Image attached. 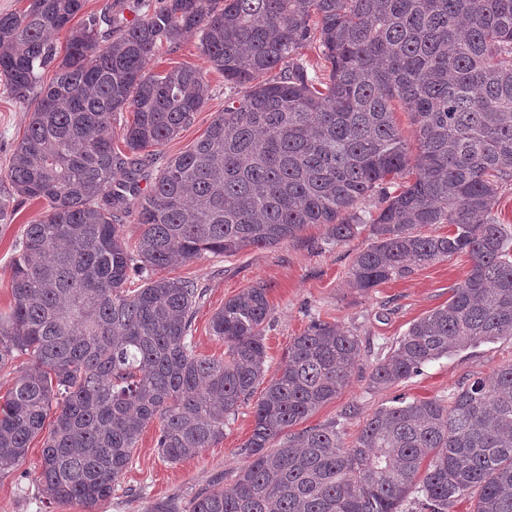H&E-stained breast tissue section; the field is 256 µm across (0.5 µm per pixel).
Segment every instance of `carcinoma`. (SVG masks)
I'll return each mask as SVG.
<instances>
[{
	"label": "carcinoma",
	"mask_w": 512,
	"mask_h": 512,
	"mask_svg": "<svg viewBox=\"0 0 512 512\" xmlns=\"http://www.w3.org/2000/svg\"><path fill=\"white\" fill-rule=\"evenodd\" d=\"M29 0L0 14V85L31 102L6 179L44 204L10 267L0 367L29 356L0 400V477L45 436L34 481L50 503L85 512L112 496L143 429L179 462L224 438L257 385L247 463L192 512H512V362L449 399L393 398L346 441L345 424L304 427L347 385L357 335L315 319L266 376L268 291L257 284L211 320L222 357L189 342L201 290L158 272L204 252L232 255L331 225L346 241L376 194L372 242L349 284L368 293L415 265L466 254L448 304L379 358L382 390L428 363L512 339V232L495 211L512 185V0ZM65 35L60 47L48 37ZM235 92L204 137L171 157L147 191L143 155L189 126L208 85L189 65H147L184 35ZM315 44L329 74L309 71ZM55 69L49 83L44 72ZM276 72L272 79L265 78ZM410 113L417 151L394 120ZM129 112L125 150L112 120ZM138 214L135 243L123 217ZM433 224L448 235H426ZM142 287L127 288L132 277Z\"/></svg>",
	"instance_id": "carcinoma-1"
}]
</instances>
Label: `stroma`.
I'll return each mask as SVG.
<instances>
[{
  "instance_id": "stroma-1",
  "label": "stroma",
  "mask_w": 512,
  "mask_h": 512,
  "mask_svg": "<svg viewBox=\"0 0 512 512\" xmlns=\"http://www.w3.org/2000/svg\"><path fill=\"white\" fill-rule=\"evenodd\" d=\"M200 69L211 89L210 97L194 122L157 150V163L177 155L202 138L217 112L224 109V77L198 48L196 36H185L180 46L151 60L155 72L175 65ZM26 105L0 87V312L9 310V273L15 246L26 224L40 217L43 207L24 200L5 177L9 159L28 124ZM371 242L369 229L346 242L334 241L330 227L312 224L298 237L273 248L248 247L224 256L206 253L171 267L168 276L189 279L202 291L192 323L196 354L220 357L224 343L213 336L211 318L226 300L255 284L268 290L270 316L264 328L266 368L276 372L283 366L288 347L307 328L312 318L333 323L357 334L361 356L336 399L312 415L309 425L344 418L348 436H355L363 421L395 396L406 400L446 399L466 379L486 376L512 361V339H502L468 348L425 365L417 376L377 391L369 386V375L377 360L428 312L447 303L452 288L464 280L470 267L467 256L415 267L411 274L390 280L363 294L350 288L348 276L355 256ZM253 426V406L240 407L224 428V437L195 457L171 463L162 458L156 440L159 422H151L140 435L132 462L120 477L109 499L99 502L95 512H147L152 502L172 498L188 507L192 498L214 479L230 486L244 459L238 450ZM43 447L35 437L21 470L0 478V512H83L80 505L48 503L30 473L37 467Z\"/></svg>"
}]
</instances>
